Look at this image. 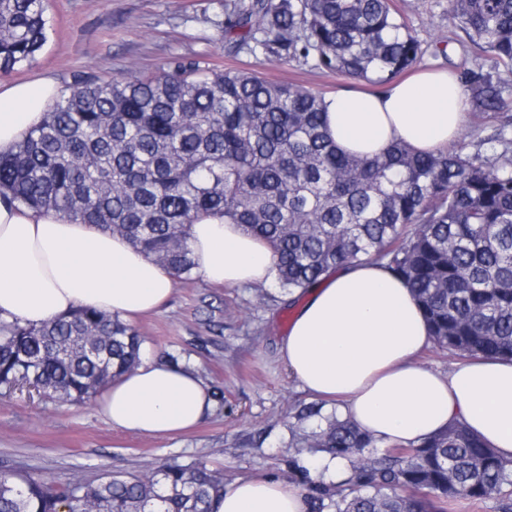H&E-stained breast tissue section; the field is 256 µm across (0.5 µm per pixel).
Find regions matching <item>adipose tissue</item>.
I'll list each match as a JSON object with an SVG mask.
<instances>
[{
  "instance_id": "ef3b65f1",
  "label": "adipose tissue",
  "mask_w": 512,
  "mask_h": 512,
  "mask_svg": "<svg viewBox=\"0 0 512 512\" xmlns=\"http://www.w3.org/2000/svg\"><path fill=\"white\" fill-rule=\"evenodd\" d=\"M60 95L48 74L0 79V154L41 124ZM324 106L337 149L372 157L396 141L420 152L446 147L462 128L467 98L454 74L428 68L380 91H337ZM189 237L195 271L211 284H266L275 275L267 243L223 217L196 221ZM175 283L126 237L0 198L2 319L38 326L85 307L131 324L164 305ZM431 342L405 283L379 263L356 262L307 292L280 357L303 391L334 403L383 444H416L457 420L512 461V361L474 359L443 373L416 361ZM213 405L195 372L150 358L97 399L113 428L153 437L197 426ZM307 510L299 488L271 476L236 479L212 505V512Z\"/></svg>"
}]
</instances>
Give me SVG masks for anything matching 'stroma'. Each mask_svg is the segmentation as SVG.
Wrapping results in <instances>:
<instances>
[{"label": "stroma", "mask_w": 512, "mask_h": 512, "mask_svg": "<svg viewBox=\"0 0 512 512\" xmlns=\"http://www.w3.org/2000/svg\"><path fill=\"white\" fill-rule=\"evenodd\" d=\"M421 43L418 66L461 63L464 33L448 21V0H394ZM47 41L13 78L51 72L60 85L78 78L157 72L170 60L234 70L258 66L268 79L320 95L353 86L345 76L308 65H256L224 49V0H48ZM297 300L277 283L216 287L200 276L177 281L168 302L137 321L152 359L198 372L215 410L192 432L146 437L117 430L95 400L61 404L27 390L0 391V467L35 476L90 481L108 473L140 475L163 465L204 462L224 475H272L291 483L286 464L293 435L320 418L297 421L308 395L290 377L278 343Z\"/></svg>", "instance_id": "obj_1"}]
</instances>
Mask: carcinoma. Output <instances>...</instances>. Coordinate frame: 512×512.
Returning <instances> with one entry per match:
<instances>
[{"mask_svg":"<svg viewBox=\"0 0 512 512\" xmlns=\"http://www.w3.org/2000/svg\"><path fill=\"white\" fill-rule=\"evenodd\" d=\"M476 64L454 65L474 114L512 108V0H448ZM49 26L47 0H0V73L29 64ZM228 53L302 62L386 85L421 44L392 0H225ZM492 62L484 68L481 61ZM323 97L252 68L173 61L155 74L88 78L0 154V194L128 237L176 278L191 275L188 228L221 216L267 242L275 277L306 294L361 260L384 264L425 313L437 349L512 359V138L485 152L459 138L435 152L396 142L372 158L336 150ZM144 342L120 317L77 308L39 327L0 319V387L28 384L62 402L94 396L134 368ZM308 447L350 462L335 483L288 456L309 512H512V464L455 422L416 446L378 441L336 416ZM224 478L174 464L97 481L0 470V512H211Z\"/></svg>","mask_w":512,"mask_h":512,"instance_id":"cac0c4a2","label":"carcinoma"}]
</instances>
